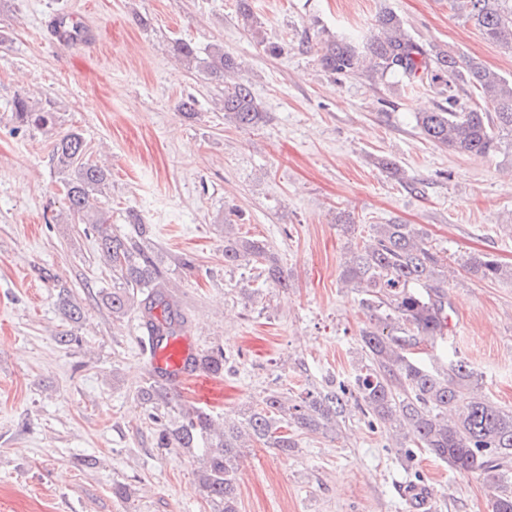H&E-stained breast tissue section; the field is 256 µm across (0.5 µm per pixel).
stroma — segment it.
<instances>
[{
	"label": "stroma",
	"instance_id": "1",
	"mask_svg": "<svg viewBox=\"0 0 512 512\" xmlns=\"http://www.w3.org/2000/svg\"><path fill=\"white\" fill-rule=\"evenodd\" d=\"M267 55L235 15L234 0H0V512H215L197 479L198 451L161 448L139 398L153 370L140 346L138 309L113 318L101 301L112 269L90 225L70 220L51 145L78 130L110 173L96 205L124 234L135 209L196 351L223 347V377L206 393L187 386L178 405L241 422L270 392L352 386L367 359L368 310L343 283L342 223L366 238L398 221L448 257L451 303L444 345L419 346L441 365L462 358L481 391L512 410V279L471 277L462 262L487 254L512 267V154L459 155L426 141L416 115L437 107L428 86L360 73L335 77L317 52L325 39L370 33L394 11L425 44L479 58L512 77V51L485 40L448 0H252ZM67 14L98 40L55 50L43 23ZM200 53L223 45L242 64L267 118L254 128L225 119L223 87L187 69L175 40ZM49 103L55 128L20 126L16 95ZM195 95L198 113L178 108ZM405 172L398 180L380 161ZM263 241L287 275L277 287L256 266L224 264V222ZM193 259V267L182 258ZM80 304L69 321L61 299ZM71 335L62 346L57 336ZM288 453L250 442L238 471V512H413L402 487L430 492L427 512H492L483 475L416 452L349 406L336 427L296 431ZM126 497L113 496L115 485Z\"/></svg>",
	"mask_w": 512,
	"mask_h": 512
}]
</instances>
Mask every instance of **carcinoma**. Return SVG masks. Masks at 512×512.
<instances>
[{"instance_id": "1", "label": "carcinoma", "mask_w": 512, "mask_h": 512, "mask_svg": "<svg viewBox=\"0 0 512 512\" xmlns=\"http://www.w3.org/2000/svg\"><path fill=\"white\" fill-rule=\"evenodd\" d=\"M235 2L244 27L269 56H279L281 47L261 36L252 0ZM448 8L485 40L512 50V0H448ZM174 51L187 64L201 66L209 79L224 82V117L249 127L264 121L251 85L238 78L241 63L231 53L216 45L202 60L196 47L182 40L175 43ZM318 61L331 75L350 76L365 69L380 78L427 82L444 103L416 116V124L422 136L436 146L476 157L512 151V79L476 57L437 44L423 47L407 33L403 19L390 10L379 15L377 33L361 44L353 37L325 40ZM465 87L493 111L462 102L459 90ZM13 111L18 122L28 128L43 130L57 121L50 106L33 104L27 97L15 98ZM52 161L65 175L69 215L95 228L99 249L112 267V291L104 293L112 316L126 315L139 293L143 295L139 301L142 321L153 340L176 335L184 318L163 291V273L145 245L152 226L130 210L127 220L134 235L109 229L107 218L91 203L107 185L109 173L87 157V145L78 131L71 130L54 141ZM251 264L262 266L280 287H288V277L263 242L224 236V265ZM463 267L481 280L512 278V268L505 269L487 254L468 257ZM342 279L361 289L362 303L375 321L374 328L361 336L368 364L350 392L356 406L367 409L371 426L383 427L411 444L404 450L407 461L413 460L418 449L456 471H481L494 490L492 512H512V489L505 485L512 470V412L478 392L479 379L465 360H452L441 372L410 356V348L417 343H434L447 336L448 258L428 245L424 233L410 224H375L370 242L355 248L345 262ZM158 308L159 314L155 313ZM195 363L222 376L224 349L210 348L197 355ZM344 393L343 389L339 395L315 396L298 405L272 392L262 408L248 411L243 423H226L220 431L202 408L188 407L165 423L157 415L151 419L160 424L158 445L162 448H197L217 434L218 442L202 449L199 484L218 512H237L243 437L256 438L286 453L298 447L286 429L314 432L337 423L345 412ZM140 399L157 408L170 405L174 394L167 379L156 378L140 391Z\"/></svg>"}]
</instances>
